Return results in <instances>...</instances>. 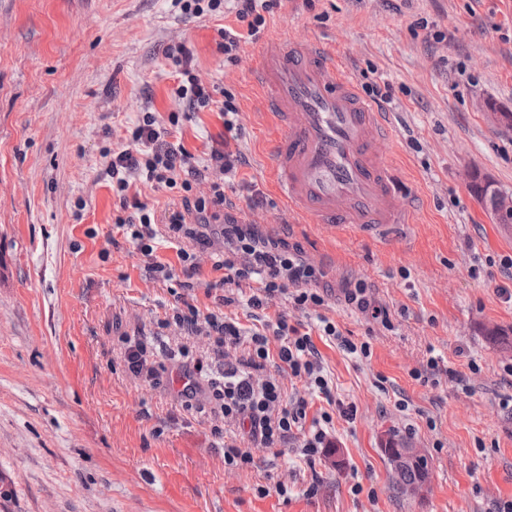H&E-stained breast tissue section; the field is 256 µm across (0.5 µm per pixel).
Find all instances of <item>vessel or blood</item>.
Instances as JSON below:
<instances>
[{
	"label": "vessel or blood",
	"mask_w": 512,
	"mask_h": 512,
	"mask_svg": "<svg viewBox=\"0 0 512 512\" xmlns=\"http://www.w3.org/2000/svg\"><path fill=\"white\" fill-rule=\"evenodd\" d=\"M252 82L279 129L273 173L300 223L370 232L411 223L393 171L377 151L392 136L388 115L361 96L327 42L268 39Z\"/></svg>",
	"instance_id": "1"
}]
</instances>
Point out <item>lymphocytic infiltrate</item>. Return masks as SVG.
<instances>
[{
	"instance_id": "obj_1",
	"label": "lymphocytic infiltrate",
	"mask_w": 512,
	"mask_h": 512,
	"mask_svg": "<svg viewBox=\"0 0 512 512\" xmlns=\"http://www.w3.org/2000/svg\"><path fill=\"white\" fill-rule=\"evenodd\" d=\"M235 2L236 18L246 23L247 31L222 29L220 49L230 62L236 59L244 36H257L266 26V13L276 6V0ZM174 60L180 76L174 95L183 112L170 113L164 123L155 113H138L126 143L110 151L102 171L119 200L114 222L146 257L149 275L161 282L176 280L181 274L189 278L199 274V250L210 245L212 238H223L224 253L211 265L216 277L208 287H248L247 305L258 327L243 333L225 314L233 297L221 296L219 309L204 312L180 296L159 324L176 326L187 337H207L208 357L194 356L188 345L180 344L166 349L161 361L151 362L144 344L127 337L123 340L124 360L131 374L154 384L165 369H175L182 383L175 393L176 402L184 410L207 411L223 419L230 437L224 446L225 465L251 467V445L274 448L293 437L299 438L305 458H313L331 447L329 431L334 417L349 422L356 417L354 407L337 404L315 337L338 343L343 351L362 359L372 357V345L349 340L325 315L319 316L314 326L289 323L283 313L268 319L270 303L282 296L302 310L326 306L330 294L323 285L324 272L303 257L298 244L263 235L255 224L232 213L224 177L242 164V154L215 148L202 158L172 141L182 115L211 107L217 108L225 133L238 130L237 107L230 101H215L213 88L192 72L184 47H177ZM204 180L209 181L210 191L201 194L196 187ZM141 187L167 188L176 196L158 211L140 200L137 190ZM162 247L174 251V260L159 257ZM341 295L347 306L392 329L388 309L376 302L366 281L345 282ZM274 358L279 361V371L307 383L328 407L336 405V412L327 407L308 414L306 400L288 394L277 379L264 376L267 363Z\"/></svg>"
}]
</instances>
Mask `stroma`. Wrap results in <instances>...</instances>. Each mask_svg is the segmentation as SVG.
Returning <instances> with one entry per match:
<instances>
[{"instance_id": "1", "label": "stroma", "mask_w": 512, "mask_h": 512, "mask_svg": "<svg viewBox=\"0 0 512 512\" xmlns=\"http://www.w3.org/2000/svg\"><path fill=\"white\" fill-rule=\"evenodd\" d=\"M266 19L230 63L220 31L246 30L231 0L202 18L170 0H0V512H493L512 498V301L498 292L512 237L469 179L512 193V131L487 118L512 111V0H279ZM277 32L330 43L359 85L388 93L395 138L379 151L416 218L397 236L294 223L272 172L276 127L254 111L249 79ZM179 45L239 110L225 145L246 158L226 191L239 216L288 233L332 285L366 280L390 311L388 331L333 301L317 312L275 300L289 322L323 314L373 348L360 360L319 343L357 414L336 419L333 448L311 461L292 440L253 448L251 468L225 466L212 422L124 363L122 337L155 351L181 335L159 329L175 299L144 277L98 174L138 112L179 111L167 56ZM223 131L204 111L177 138L200 155ZM432 354L448 368L435 387L410 375ZM392 445L428 458L423 495L397 487Z\"/></svg>"}]
</instances>
